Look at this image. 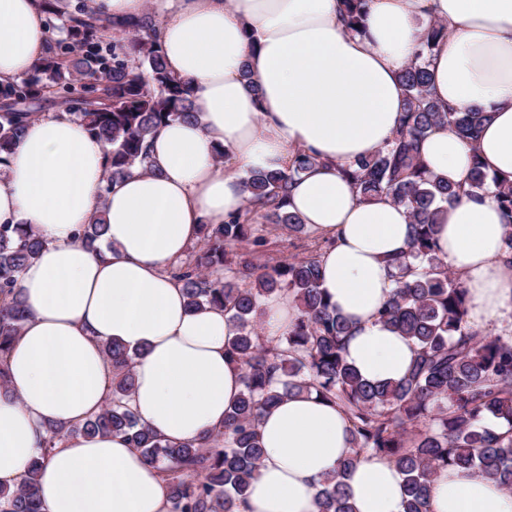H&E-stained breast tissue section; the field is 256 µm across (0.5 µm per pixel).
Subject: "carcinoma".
<instances>
[{
    "label": "carcinoma",
    "instance_id": "cac0c4a2",
    "mask_svg": "<svg viewBox=\"0 0 512 512\" xmlns=\"http://www.w3.org/2000/svg\"><path fill=\"white\" fill-rule=\"evenodd\" d=\"M367 0H343L345 22L357 30ZM41 11L59 22L66 38L53 39L32 72L0 85V98L20 105L0 112V175L26 134L35 113L27 111L47 95L64 97L76 83L99 87L103 100L64 115L109 146L101 192L133 169L152 172L148 140L162 124L200 117L188 86L167 70L152 37L154 15L118 22L96 6L71 0H39ZM115 31L112 46L104 35ZM404 87L401 125L393 139L368 157L342 168L363 200L386 198L408 210V251L391 260L400 269L393 296L379 311L381 322L415 344V357L398 382L375 384L361 378L344 356L350 326L318 288L322 245L299 259L269 266L260 262L267 245L256 213L288 233L307 231L286 209L289 190L320 160L297 152L287 171L255 172L246 182L245 213L224 224H201L173 276L186 306L229 313L239 335L227 357L242 371L243 391L225 414L224 427L202 440L171 444L141 424L127 405L134 388L137 354L108 342L103 353L112 368L105 407L84 423L51 425L41 457L23 480L0 485V512H44L38 494L44 460L73 434L126 437L156 467L168 492L169 512H233L260 468L264 449L258 431L263 412L285 397L316 392L340 408L350 422L352 452L321 482L318 512H353L346 479L365 456L393 462L403 476V512H430V486L438 469L474 468L512 494V336L489 338L467 320L465 289L435 255L439 205L452 203L461 187L432 174L421 143L436 127L451 128L473 143L490 115L480 110L444 109L431 92L432 74L423 53L399 75ZM495 190L506 216L505 261L512 264V181L489 175L473 158L467 193ZM106 231L99 208L79 237L95 249ZM43 248L28 224H0V388H9L4 359L30 311L18 289L20 276ZM290 293L299 314L288 334L269 338L258 331L261 302Z\"/></svg>",
    "mask_w": 512,
    "mask_h": 512
}]
</instances>
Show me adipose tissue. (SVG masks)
<instances>
[{
    "instance_id": "obj_1",
    "label": "adipose tissue",
    "mask_w": 512,
    "mask_h": 512,
    "mask_svg": "<svg viewBox=\"0 0 512 512\" xmlns=\"http://www.w3.org/2000/svg\"><path fill=\"white\" fill-rule=\"evenodd\" d=\"M157 41L168 69L190 87L200 121L161 125L149 141L155 174L132 172L107 198L99 190L105 143L53 112L30 124L0 179V224L32 225L45 241L18 288L31 311L11 344L0 392V483H20L44 457L46 512H168L155 467L120 435H74L43 456L49 425H78L106 401L112 370L102 349L140 350L129 405L140 423L179 444L208 435L243 390L226 357L237 331L223 310L192 312L172 267L202 224L244 209L254 171L288 170L296 149L319 165L291 187L289 211L324 241L320 286L350 324L348 363L366 380L395 382L413 357L411 340L377 315L392 295L390 258L408 250L404 207L359 200L340 167L374 154L400 126V71L421 47L428 22L448 33L433 47L436 101L491 119L476 146L449 128L421 145L427 168L466 184L473 158L512 180V0H368L350 32L340 0H159ZM50 36L36 0H0V83L30 73ZM250 78H243V71ZM225 148L229 164L215 161ZM105 206L106 245L78 237ZM505 217L493 193L444 206L436 252L467 290L469 321L512 323V266ZM266 336L286 335L292 296L263 301ZM350 423L316 393H297L265 412L264 457L234 512H318L322 480L348 456ZM354 512H403V476L366 457L347 480ZM433 512H512V496L481 474L451 467L431 484Z\"/></svg>"
}]
</instances>
